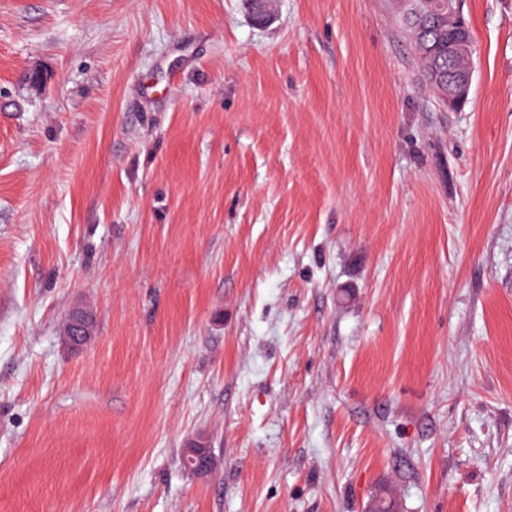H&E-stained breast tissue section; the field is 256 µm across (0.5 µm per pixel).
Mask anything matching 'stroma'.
<instances>
[{
    "label": "stroma",
    "instance_id": "stroma-1",
    "mask_svg": "<svg viewBox=\"0 0 512 512\" xmlns=\"http://www.w3.org/2000/svg\"><path fill=\"white\" fill-rule=\"evenodd\" d=\"M462 9L452 110L391 0H0V512H512V0Z\"/></svg>",
    "mask_w": 512,
    "mask_h": 512
}]
</instances>
